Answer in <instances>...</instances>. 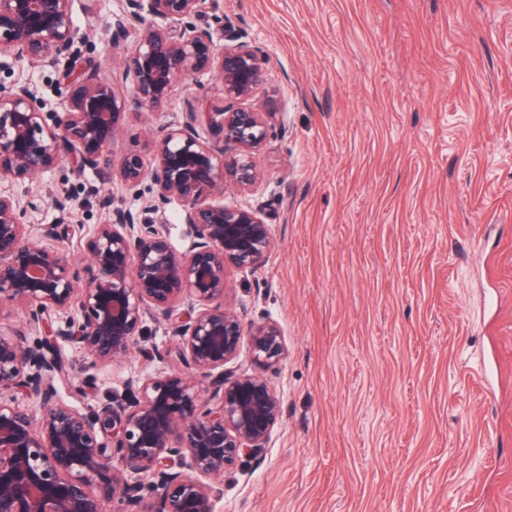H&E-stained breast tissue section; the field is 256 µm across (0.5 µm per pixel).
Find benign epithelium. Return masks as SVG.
Here are the masks:
<instances>
[{"label":"benign epithelium","instance_id":"1","mask_svg":"<svg viewBox=\"0 0 512 512\" xmlns=\"http://www.w3.org/2000/svg\"><path fill=\"white\" fill-rule=\"evenodd\" d=\"M208 9L210 0H125L112 26L116 46L135 34L124 66L138 104L157 108L182 81L209 74L223 105L189 106L154 141L151 164L124 157L119 180L137 195L148 185L146 205L111 209L84 242L85 266L48 244L63 225L32 231L37 199L0 193V304L26 312L21 327L0 335V512H103L106 501L113 512H214L226 471L259 456L282 418L266 377L226 369L245 339L260 369L286 355L275 322L246 325L224 300L227 269L257 267L272 247L270 227L260 208L214 200L259 181L252 154L270 135L266 113L236 103L261 84L267 56L217 15L224 46H216L210 25L198 24ZM2 54L61 65L68 82L65 109L53 116L32 87L0 84V183H38L66 160L77 174L101 168L129 101L97 71L76 70L70 0H0ZM204 126L218 129L222 144L202 137ZM173 199L192 236L183 252L146 217ZM155 315L174 337L162 348L144 345ZM60 340L77 343L90 366L138 345L171 371L85 411L58 396L56 381L72 371ZM19 394L38 414L16 404Z\"/></svg>","mask_w":512,"mask_h":512}]
</instances>
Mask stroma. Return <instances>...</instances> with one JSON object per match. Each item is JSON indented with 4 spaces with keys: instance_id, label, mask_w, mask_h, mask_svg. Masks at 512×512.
<instances>
[{
    "instance_id": "1",
    "label": "stroma",
    "mask_w": 512,
    "mask_h": 512,
    "mask_svg": "<svg viewBox=\"0 0 512 512\" xmlns=\"http://www.w3.org/2000/svg\"><path fill=\"white\" fill-rule=\"evenodd\" d=\"M267 55L249 101L272 112L260 185L224 193L262 206L274 246L230 270L245 323L279 324L287 358L266 376L283 417L258 459L224 476L215 512H512V0H215ZM124 0H71L84 59L124 93L109 36ZM30 84L63 111L60 67L0 57V84ZM221 104L204 75L148 112L129 105L109 168L151 157L189 100ZM27 219L81 239L116 207L120 181L54 167ZM139 353L93 368L87 409L130 379L169 372Z\"/></svg>"
}]
</instances>
